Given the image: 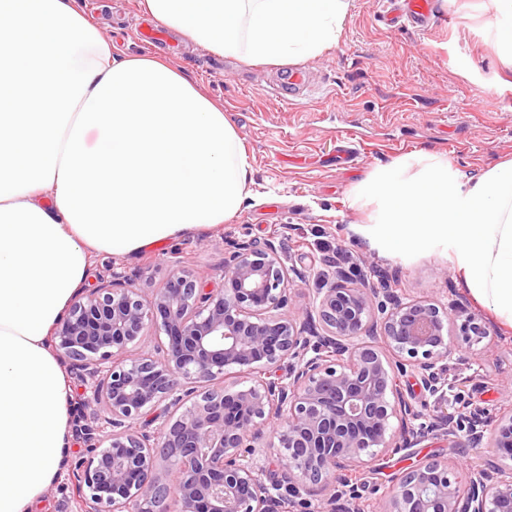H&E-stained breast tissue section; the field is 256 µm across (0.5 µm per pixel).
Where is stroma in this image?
Wrapping results in <instances>:
<instances>
[{
	"instance_id": "35a3bbf8",
	"label": "stroma",
	"mask_w": 512,
	"mask_h": 512,
	"mask_svg": "<svg viewBox=\"0 0 512 512\" xmlns=\"http://www.w3.org/2000/svg\"><path fill=\"white\" fill-rule=\"evenodd\" d=\"M116 52L158 55L188 77L224 109L244 139L253 165V201L221 226L188 233L131 256L98 255L91 275L126 273L135 283L161 287L173 263L194 275L219 279L227 242H280L285 265L308 274V288L328 272L333 248L347 251L364 273L397 272L405 300H458L465 312H482L486 336L465 341L449 325L447 404L434 402L417 380H402L423 416L427 431L442 407L487 408L490 419L512 407V326L482 311L448 252L435 248L389 258L359 233L372 206L351 204L354 187L379 165L413 151L447 157L467 178H476L512 159V68H505L487 36L493 20L490 0H433L431 30L386 27L381 0H351L338 44L306 59L323 92L309 108L282 103L268 84L271 64L216 56L181 36L169 43L144 38L139 0H77ZM476 469L493 455L470 448L463 438L449 442L427 436L421 444L387 453L358 477V512H374L393 480L430 458Z\"/></svg>"
}]
</instances>
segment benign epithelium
Segmentation results:
<instances>
[{"label": "benign epithelium", "instance_id": "obj_1", "mask_svg": "<svg viewBox=\"0 0 512 512\" xmlns=\"http://www.w3.org/2000/svg\"><path fill=\"white\" fill-rule=\"evenodd\" d=\"M291 273L306 282L285 271L273 240H248L231 244L215 284L174 270L147 292L114 272L75 295L53 335L84 388L86 454L72 468L83 512H284L303 494L310 512H348L338 502L360 496L350 473L425 438L400 378L443 392L448 325L462 306L342 275L306 294ZM314 313L322 332L311 334L300 316ZM479 320L468 314L464 340L485 335ZM151 328L166 336L159 357L140 349ZM229 368L250 385L225 383ZM431 431H463L470 447L512 462V408L492 427L473 408ZM374 512H512V467L465 474L433 459Z\"/></svg>", "mask_w": 512, "mask_h": 512}]
</instances>
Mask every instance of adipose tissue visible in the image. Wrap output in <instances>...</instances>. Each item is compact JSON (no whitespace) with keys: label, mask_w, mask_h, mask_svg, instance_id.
I'll return each instance as SVG.
<instances>
[{"label":"adipose tissue","mask_w":512,"mask_h":512,"mask_svg":"<svg viewBox=\"0 0 512 512\" xmlns=\"http://www.w3.org/2000/svg\"><path fill=\"white\" fill-rule=\"evenodd\" d=\"M349 0H141L220 56L280 63L336 45ZM253 169L222 108L152 54L113 55L75 0H0V512H36L71 446L73 387L49 334L99 254L236 215ZM390 258L446 248L512 323V162L462 179L410 153L353 190Z\"/></svg>","instance_id":"1"}]
</instances>
